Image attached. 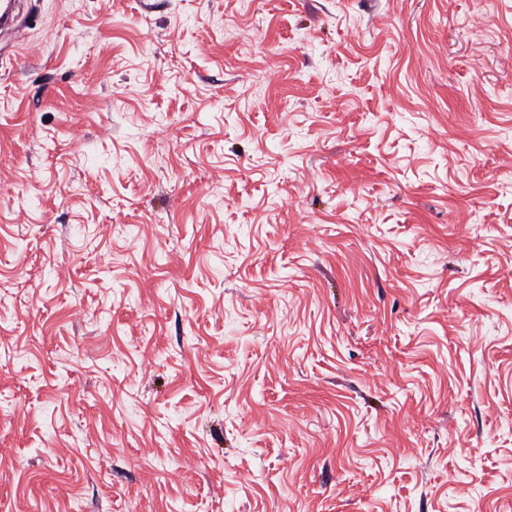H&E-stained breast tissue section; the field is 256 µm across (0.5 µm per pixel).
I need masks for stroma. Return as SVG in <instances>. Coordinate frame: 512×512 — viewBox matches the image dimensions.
I'll list each match as a JSON object with an SVG mask.
<instances>
[{"label":"stroma","instance_id":"35a3bbf8","mask_svg":"<svg viewBox=\"0 0 512 512\" xmlns=\"http://www.w3.org/2000/svg\"><path fill=\"white\" fill-rule=\"evenodd\" d=\"M24 12L0 512H512V0Z\"/></svg>","mask_w":512,"mask_h":512}]
</instances>
